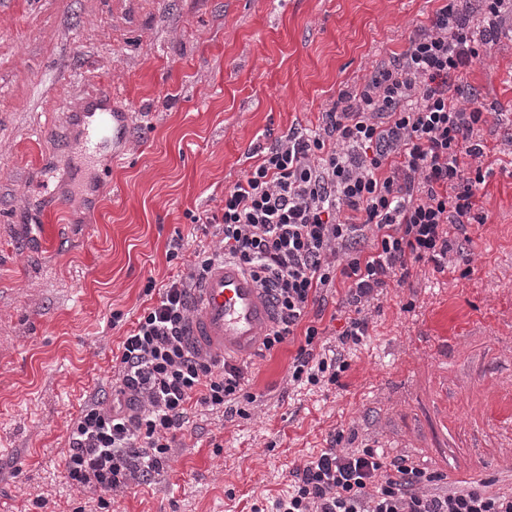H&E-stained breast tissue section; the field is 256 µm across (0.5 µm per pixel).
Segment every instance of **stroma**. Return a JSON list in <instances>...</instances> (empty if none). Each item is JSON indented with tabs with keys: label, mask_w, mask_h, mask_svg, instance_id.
<instances>
[{
	"label": "stroma",
	"mask_w": 512,
	"mask_h": 512,
	"mask_svg": "<svg viewBox=\"0 0 512 512\" xmlns=\"http://www.w3.org/2000/svg\"><path fill=\"white\" fill-rule=\"evenodd\" d=\"M438 0H0V502L8 512H270L322 451L375 448L436 488L512 493V38L486 45L461 102L477 139L485 223L451 231L444 269L413 263L362 311L310 305L342 354L338 383L288 379L297 346L248 363L251 403L196 407L148 481L107 495L69 483V428L110 407L119 346L197 247L221 250L224 191L290 129L318 126L428 24ZM131 112L120 161L70 141L98 85ZM87 186L89 199L51 210ZM185 247L166 256L173 239ZM361 314L356 346L337 335Z\"/></svg>",
	"instance_id": "obj_1"
}]
</instances>
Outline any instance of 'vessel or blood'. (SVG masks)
Listing matches in <instances>:
<instances>
[{
	"mask_svg": "<svg viewBox=\"0 0 512 512\" xmlns=\"http://www.w3.org/2000/svg\"><path fill=\"white\" fill-rule=\"evenodd\" d=\"M112 91L98 89L83 109V128L76 144L87 159H95L112 143L129 140L130 112L111 110ZM275 324L270 296L236 264L215 265L196 290L190 342L216 360H243L257 348Z\"/></svg>",
	"mask_w": 512,
	"mask_h": 512,
	"instance_id": "vessel-or-blood-1",
	"label": "vessel or blood"
}]
</instances>
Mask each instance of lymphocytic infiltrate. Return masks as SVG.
<instances>
[{"mask_svg": "<svg viewBox=\"0 0 512 512\" xmlns=\"http://www.w3.org/2000/svg\"><path fill=\"white\" fill-rule=\"evenodd\" d=\"M459 0H442L429 27L375 76L323 112L313 130L290 129L263 149L224 194L223 252H193L187 276L164 284L121 345L111 409L82 407L70 427L66 478L112 492L159 470L192 406L238 403L244 366L216 364L187 339L192 293L218 262L249 272L277 307L262 347L299 346L288 379L336 383L348 363L315 358L321 332L310 303L336 284L354 302L409 266L440 262L451 231L482 224L475 193L486 174L474 133L488 115L458 99L454 80L480 57ZM436 473L376 449L322 452L297 470L275 512H512V494L478 488L425 494Z\"/></svg>", "mask_w": 512, "mask_h": 512, "instance_id": "lymphocytic-infiltrate-1", "label": "lymphocytic infiltrate"}]
</instances>
